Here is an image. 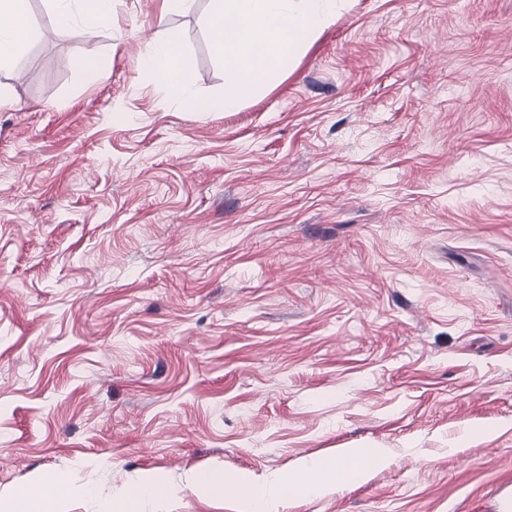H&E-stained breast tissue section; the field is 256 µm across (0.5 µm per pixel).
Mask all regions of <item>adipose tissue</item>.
<instances>
[{"instance_id": "obj_1", "label": "adipose tissue", "mask_w": 512, "mask_h": 512, "mask_svg": "<svg viewBox=\"0 0 512 512\" xmlns=\"http://www.w3.org/2000/svg\"><path fill=\"white\" fill-rule=\"evenodd\" d=\"M55 27L81 35L94 18L99 0H47ZM30 0H0V70L15 69L33 36L28 21ZM379 448H347L341 454L312 457L293 473L259 486L242 478L229 481L223 468L194 475L192 489L209 494L234 488L253 512H278L280 504L296 497H313L336 483L359 482L369 468L382 465ZM70 489L58 474L46 473L26 488L0 496V512H67Z\"/></svg>"}]
</instances>
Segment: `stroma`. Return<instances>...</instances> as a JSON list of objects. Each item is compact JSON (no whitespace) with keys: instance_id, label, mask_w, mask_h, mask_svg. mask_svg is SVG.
<instances>
[{"instance_id":"35a3bbf8","label":"stroma","mask_w":512,"mask_h":512,"mask_svg":"<svg viewBox=\"0 0 512 512\" xmlns=\"http://www.w3.org/2000/svg\"><path fill=\"white\" fill-rule=\"evenodd\" d=\"M160 3L75 37L30 0L0 71V494L55 472L101 512L156 475L139 512H241L193 476L380 448L279 512H512V0H342L214 112L138 65L177 35L224 95L210 0ZM75 68L82 74L88 84H95L110 66L106 57H78L74 60Z\"/></svg>"}]
</instances>
